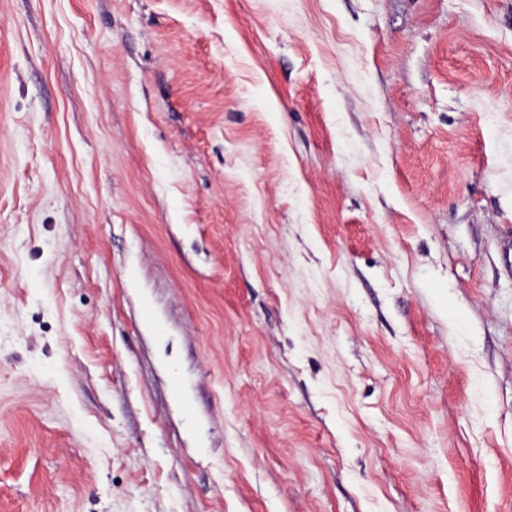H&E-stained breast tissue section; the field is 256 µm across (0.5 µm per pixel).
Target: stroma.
I'll list each match as a JSON object with an SVG mask.
<instances>
[{
  "label": "stroma",
  "instance_id": "35a3bbf8",
  "mask_svg": "<svg viewBox=\"0 0 512 512\" xmlns=\"http://www.w3.org/2000/svg\"><path fill=\"white\" fill-rule=\"evenodd\" d=\"M512 0H0V512H512Z\"/></svg>",
  "mask_w": 512,
  "mask_h": 512
}]
</instances>
